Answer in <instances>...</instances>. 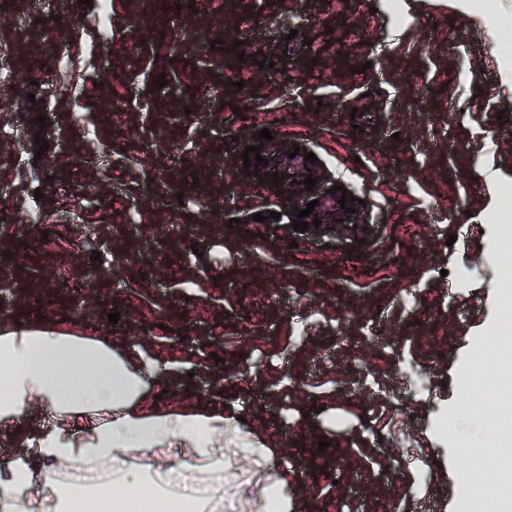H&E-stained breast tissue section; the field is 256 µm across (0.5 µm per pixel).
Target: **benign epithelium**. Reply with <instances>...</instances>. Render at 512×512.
Masks as SVG:
<instances>
[{"label": "benign epithelium", "mask_w": 512, "mask_h": 512, "mask_svg": "<svg viewBox=\"0 0 512 512\" xmlns=\"http://www.w3.org/2000/svg\"><path fill=\"white\" fill-rule=\"evenodd\" d=\"M262 146L260 156L269 160V164H257L255 153H249V170H244V160L241 153L232 154V177L234 181L242 188L249 190L255 187H261L265 190V200L267 204L266 211H274L281 214L279 223L291 226L292 221L309 223V230L300 233L294 232V235L301 238H324L340 237L350 234L366 235L371 230V225L360 223L361 210L355 201H350V194L328 192V189L339 185L319 162L304 160V154L310 152L304 140L296 135L280 132L273 135L271 140L260 141L257 136H252L242 141V147ZM299 146L300 151L295 158H288V152L294 151V146ZM259 172V175H253V172ZM285 175V178L273 179V173ZM311 177L318 180L313 190L305 189L303 181ZM285 191L288 197V204H280L281 196L278 192ZM347 199L345 205L338 204L341 199ZM318 200L319 205L314 207V211L306 218L300 219L295 213V209L304 210L307 203L312 200ZM354 209L350 214L347 209ZM320 220L319 226H314L313 219Z\"/></svg>", "instance_id": "7a95c632"}]
</instances>
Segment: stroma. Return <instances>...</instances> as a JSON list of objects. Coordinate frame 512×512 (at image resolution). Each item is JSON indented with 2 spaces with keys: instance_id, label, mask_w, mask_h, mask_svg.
I'll use <instances>...</instances> for the list:
<instances>
[{
  "instance_id": "stroma-1",
  "label": "stroma",
  "mask_w": 512,
  "mask_h": 512,
  "mask_svg": "<svg viewBox=\"0 0 512 512\" xmlns=\"http://www.w3.org/2000/svg\"><path fill=\"white\" fill-rule=\"evenodd\" d=\"M388 3L112 0L102 24L82 0H0V311L142 356L146 408L223 412V512H246L271 467L288 470L292 512H456L464 459L442 423L474 340L499 325L485 232L512 185V0L495 18L474 0ZM297 13L309 32L335 26L334 44L249 76L265 102L306 90L304 111H225L211 41H279ZM58 128L62 161L40 148ZM263 128L306 138L363 201L365 242L223 223L261 206L227 176L225 132ZM248 433L272 460L242 450Z\"/></svg>"
}]
</instances>
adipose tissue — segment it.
Segmentation results:
<instances>
[{
  "label": "adipose tissue",
  "instance_id": "obj_1",
  "mask_svg": "<svg viewBox=\"0 0 512 512\" xmlns=\"http://www.w3.org/2000/svg\"><path fill=\"white\" fill-rule=\"evenodd\" d=\"M139 358L105 340L52 329L0 327V433L29 407L26 451L0 458V512H222L223 499L185 493L157 468L175 440L203 483L224 482V417L208 409L148 412ZM108 467L112 481L61 478L57 465Z\"/></svg>",
  "mask_w": 512,
  "mask_h": 512
}]
</instances>
